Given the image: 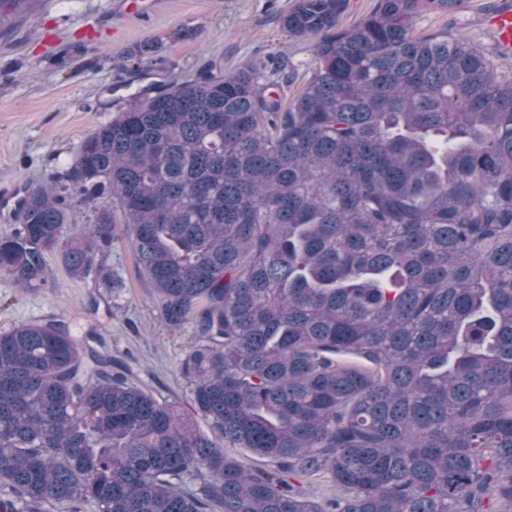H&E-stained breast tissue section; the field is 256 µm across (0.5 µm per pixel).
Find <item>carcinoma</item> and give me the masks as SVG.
I'll return each instance as SVG.
<instances>
[{
  "instance_id": "1",
  "label": "carcinoma",
  "mask_w": 512,
  "mask_h": 512,
  "mask_svg": "<svg viewBox=\"0 0 512 512\" xmlns=\"http://www.w3.org/2000/svg\"><path fill=\"white\" fill-rule=\"evenodd\" d=\"M463 3L373 0L346 26L349 0H294L309 74L271 54L172 80L30 190L0 273L36 289L56 253L119 295L117 206L162 318L194 329L179 375L223 443L95 329L20 322L0 332V512H512V54ZM437 11L444 31L418 26ZM72 197L104 202L94 223Z\"/></svg>"
}]
</instances>
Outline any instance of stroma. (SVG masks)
I'll use <instances>...</instances> for the list:
<instances>
[{"label": "stroma", "instance_id": "obj_1", "mask_svg": "<svg viewBox=\"0 0 512 512\" xmlns=\"http://www.w3.org/2000/svg\"><path fill=\"white\" fill-rule=\"evenodd\" d=\"M129 0H30L13 25L0 29V190L45 185L76 162L78 144L108 124L128 98L172 79L189 80L208 64L221 72L285 53L298 71L311 62L310 42L290 38L281 16L291 0H152L130 12ZM156 41L164 64L124 71V55ZM109 260L125 280L119 300L90 279L68 276L56 255L36 290L0 274V330L50 317L72 320L97 298L90 316L106 346L126 354L139 383L192 413V395L176 367L194 342L192 328L170 331L136 272L125 239Z\"/></svg>", "mask_w": 512, "mask_h": 512}]
</instances>
